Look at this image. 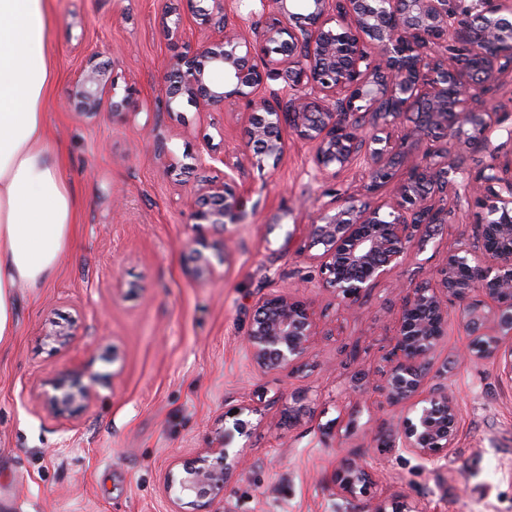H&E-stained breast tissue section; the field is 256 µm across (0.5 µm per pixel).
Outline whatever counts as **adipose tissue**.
Listing matches in <instances>:
<instances>
[{
	"mask_svg": "<svg viewBox=\"0 0 512 512\" xmlns=\"http://www.w3.org/2000/svg\"><path fill=\"white\" fill-rule=\"evenodd\" d=\"M51 0H0V346L17 327L20 289L42 287L76 232V200L45 141L56 74Z\"/></svg>",
	"mask_w": 512,
	"mask_h": 512,
	"instance_id": "adipose-tissue-1",
	"label": "adipose tissue"
}]
</instances>
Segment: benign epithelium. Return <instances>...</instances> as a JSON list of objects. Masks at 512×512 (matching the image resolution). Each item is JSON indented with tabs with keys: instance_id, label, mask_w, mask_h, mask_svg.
I'll return each mask as SVG.
<instances>
[{
	"instance_id": "benign-epithelium-1",
	"label": "benign epithelium",
	"mask_w": 512,
	"mask_h": 512,
	"mask_svg": "<svg viewBox=\"0 0 512 512\" xmlns=\"http://www.w3.org/2000/svg\"><path fill=\"white\" fill-rule=\"evenodd\" d=\"M169 0L163 26L170 40L185 35L183 15L218 25L220 35L174 57L168 65V111L180 98L202 109L236 99L248 112L247 135L257 154L275 161L284 132L312 146L321 171L364 168L365 193L321 211L313 224L322 286L352 312L411 250H423L457 215L474 217L472 233L429 279L403 287L395 343L377 381L362 374L368 392L406 414L382 435V446L435 462L448 456L458 434V398L446 386L425 387L435 351L448 329V304L458 303L471 338L464 358L491 359L512 383V125L503 126L494 97L512 79V0H259L269 20L259 40L243 33L224 0ZM224 74L220 83L209 73ZM280 79L283 91L268 87ZM131 95L119 78L92 65L76 83V110L119 112ZM453 148H448V145ZM478 149L485 160L470 166ZM391 188L375 204L369 197ZM194 218L215 228L239 224L243 202L234 180L197 189ZM196 274L215 267L192 251ZM319 327L311 304L284 290L254 309L245 341L263 371L292 369ZM44 405L65 416L94 397L88 386L53 380ZM258 409L242 404L224 413V426L206 456L183 464L175 500L210 501L238 469L246 449L232 447ZM337 495L367 497L371 470L346 460L335 473ZM371 512H424L397 496Z\"/></svg>"
}]
</instances>
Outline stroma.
I'll list each match as a JSON object with an SVG mask.
<instances>
[{
    "label": "stroma",
    "instance_id": "obj_1",
    "mask_svg": "<svg viewBox=\"0 0 512 512\" xmlns=\"http://www.w3.org/2000/svg\"><path fill=\"white\" fill-rule=\"evenodd\" d=\"M167 0H52L50 56L57 80L46 101L51 155L77 201V231L43 287L20 291L18 327L0 353V512H369L373 498L407 495L428 512H512V384L493 360L459 363L469 338L457 306L435 354L459 399V429L446 458L429 463L378 447L385 419L405 406L359 396L394 341L398 287L420 281L469 234L448 225L346 315L319 282L312 224L319 211L358 194L357 169L322 175L312 147L286 135L280 161L249 159L244 105L208 111L165 107L167 66L184 45L162 26ZM111 67L133 93L123 112L87 116L72 107L89 58ZM178 160L166 169L160 146ZM211 150L214 161L194 166ZM241 160L236 190L245 219L219 230L196 223L194 193L224 179L223 158ZM216 260L196 276L195 241ZM307 299L321 333L297 372L261 371L244 343L249 315L271 290ZM71 328L69 345L49 339ZM67 376L95 397L58 419L42 409L47 381ZM307 399L297 422L292 395ZM256 406L236 437L243 466L206 506L173 503L167 483L204 456L226 410ZM354 429H347V422ZM362 454L373 497L345 499L336 467Z\"/></svg>",
    "mask_w": 512,
    "mask_h": 512
}]
</instances>
